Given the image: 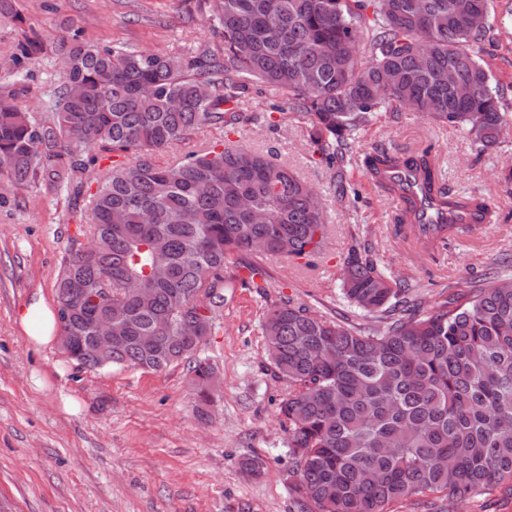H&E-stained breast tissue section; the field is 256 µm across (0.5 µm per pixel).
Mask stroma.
<instances>
[{"instance_id":"obj_1","label":"stroma","mask_w":512,"mask_h":512,"mask_svg":"<svg viewBox=\"0 0 512 512\" xmlns=\"http://www.w3.org/2000/svg\"><path fill=\"white\" fill-rule=\"evenodd\" d=\"M19 6L24 23L0 20V85L27 27L56 38L67 20L94 44L173 55L222 43L199 0H19ZM491 24L480 57L508 119L493 145L473 142L461 126L390 106L358 133L338 189L332 169L310 146L312 116L289 108L282 92L257 84L239 105L254 121L205 127L156 151V162L165 165L201 146L243 142L313 188L327 225L315 254L262 261L266 294L226 289L199 352L221 381L209 401H198L188 362L161 371L91 372L58 343L28 340L18 312L39 295L55 303L61 261L81 239L85 218L47 187L8 192L0 204V512H301L279 414L288 385L273 374L261 330L267 307L288 301L356 326L374 325L340 291L343 264L355 248L369 251L387 275L408 281L430 307L445 286L464 291L475 279L512 277V0H494ZM427 147L450 192L480 196L493 210L487 227L432 252L395 233L398 208L363 167L377 150L414 154ZM255 457L263 462L256 477L241 468ZM389 512H512V498L495 491L458 504L412 498Z\"/></svg>"}]
</instances>
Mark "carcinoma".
Wrapping results in <instances>:
<instances>
[{
  "label": "carcinoma",
  "mask_w": 512,
  "mask_h": 512,
  "mask_svg": "<svg viewBox=\"0 0 512 512\" xmlns=\"http://www.w3.org/2000/svg\"><path fill=\"white\" fill-rule=\"evenodd\" d=\"M223 48L178 55L83 41L72 27L49 46L35 31L10 55L0 86V176L16 190L44 185L88 210L85 238L66 253L54 288L74 313L68 357L99 370L88 347L90 293L112 289L108 367L158 371L178 361L200 397L214 369L193 359L240 283H270L255 259L304 257L325 240L314 192L288 166L242 144L193 150L159 166L154 151L205 126H234L251 85L287 96L314 116V152L346 159L349 140L382 105L458 124L484 146L506 124L500 94L478 55L491 0H205ZM369 47L360 67L355 45ZM51 53L61 69L49 110L26 104L29 65ZM453 79H448V74ZM179 100L173 107L169 100ZM116 157L84 197L94 151ZM403 163L437 175L429 152L364 159L367 173ZM264 242L262 253L251 250ZM161 246L166 267L155 266ZM409 285L352 251L346 300L379 328L309 309H268L262 334L275 375L288 382L280 415L295 460L292 489L304 512H387L411 496L466 500L497 486L512 497V280L451 293L435 309L406 297Z\"/></svg>",
  "instance_id": "1"
}]
</instances>
